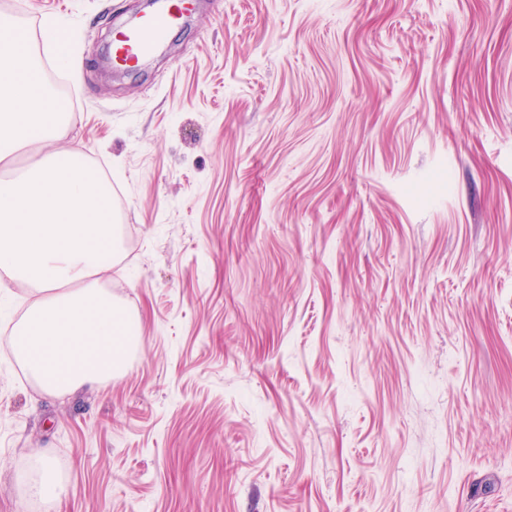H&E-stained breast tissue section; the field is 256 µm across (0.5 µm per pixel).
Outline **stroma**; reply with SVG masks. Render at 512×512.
I'll return each instance as SVG.
<instances>
[{
	"instance_id": "stroma-1",
	"label": "stroma",
	"mask_w": 512,
	"mask_h": 512,
	"mask_svg": "<svg viewBox=\"0 0 512 512\" xmlns=\"http://www.w3.org/2000/svg\"><path fill=\"white\" fill-rule=\"evenodd\" d=\"M0 0L111 175L115 378L54 397L0 271V512H512V0ZM61 19L79 73L40 37ZM154 4L152 13L143 15L113 39L115 66L147 60L163 44L168 31L192 9V0H156ZM32 454L39 461L40 472L38 479L28 487V493L30 496L52 505L62 497L64 481L56 472L49 448H34Z\"/></svg>"
}]
</instances>
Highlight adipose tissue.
I'll list each match as a JSON object with an SVG mask.
<instances>
[{"instance_id":"obj_1","label":"adipose tissue","mask_w":512,"mask_h":512,"mask_svg":"<svg viewBox=\"0 0 512 512\" xmlns=\"http://www.w3.org/2000/svg\"><path fill=\"white\" fill-rule=\"evenodd\" d=\"M0 14V166L38 145L42 157L17 177L0 178V270L29 283L35 298L11 332L16 360L47 394L65 395L110 379L140 344V323L88 278L112 268L116 226L109 187L80 151L59 148L68 119L57 111L27 40ZM30 496L58 501L64 481L51 452Z\"/></svg>"}]
</instances>
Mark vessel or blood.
<instances>
[{
    "mask_svg": "<svg viewBox=\"0 0 512 512\" xmlns=\"http://www.w3.org/2000/svg\"><path fill=\"white\" fill-rule=\"evenodd\" d=\"M192 9V0H155L152 13L121 31L112 42V62L117 66L147 59L160 48L168 31Z\"/></svg>",
    "mask_w": 512,
    "mask_h": 512,
    "instance_id": "b4317fda",
    "label": "vessel or blood"
}]
</instances>
